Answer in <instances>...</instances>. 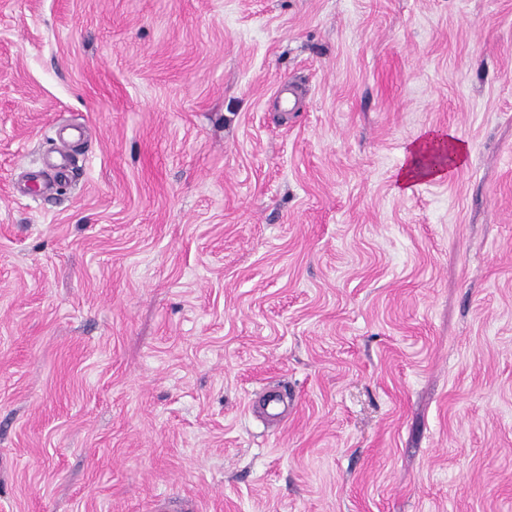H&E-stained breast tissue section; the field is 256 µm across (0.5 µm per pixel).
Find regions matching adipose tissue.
<instances>
[{"mask_svg": "<svg viewBox=\"0 0 512 512\" xmlns=\"http://www.w3.org/2000/svg\"><path fill=\"white\" fill-rule=\"evenodd\" d=\"M436 151L449 152L448 166L431 165L430 156ZM467 153V146L457 139L454 131L434 129L426 132L404 154V161L396 178L397 192L408 193L419 182L443 179L449 168L464 165Z\"/></svg>", "mask_w": 512, "mask_h": 512, "instance_id": "ef3b65f1", "label": "adipose tissue"}]
</instances>
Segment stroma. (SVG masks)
<instances>
[{"label": "stroma", "mask_w": 512, "mask_h": 512, "mask_svg": "<svg viewBox=\"0 0 512 512\" xmlns=\"http://www.w3.org/2000/svg\"><path fill=\"white\" fill-rule=\"evenodd\" d=\"M176 496L512 512V0H0V512ZM450 153L449 166H433L429 159L436 151ZM468 147L457 139L453 130L434 129L413 142L404 154V161L396 178V191L410 193L421 181L443 179L448 170L465 164Z\"/></svg>", "instance_id": "1"}]
</instances>
